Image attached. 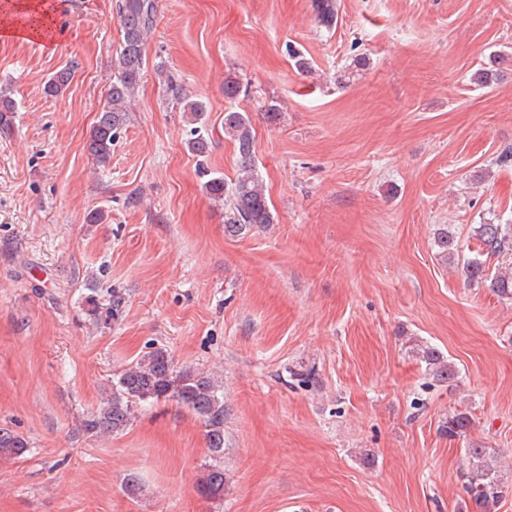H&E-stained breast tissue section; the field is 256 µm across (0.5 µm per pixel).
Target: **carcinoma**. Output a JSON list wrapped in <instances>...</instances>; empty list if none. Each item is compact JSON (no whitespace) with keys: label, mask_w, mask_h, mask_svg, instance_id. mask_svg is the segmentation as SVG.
Segmentation results:
<instances>
[{"label":"carcinoma","mask_w":512,"mask_h":512,"mask_svg":"<svg viewBox=\"0 0 512 512\" xmlns=\"http://www.w3.org/2000/svg\"><path fill=\"white\" fill-rule=\"evenodd\" d=\"M156 16V0H119L118 17L122 30L117 71L97 114L85 148L96 163L104 165L112 157V146L120 139L130 112V101L138 88L145 65L144 47L152 32ZM172 92L174 100L189 114L190 130L187 148L205 160L213 147L211 129L207 124L205 103L183 93L174 77L157 67ZM72 79L70 69L56 72L45 84V93L57 96ZM247 87L236 77L224 80V97L234 102L246 94ZM16 102L10 93L0 89V131L11 130ZM224 136L236 148L238 169L236 178L227 181L224 175L203 168L208 177L206 194L224 207V235L243 238L275 223L268 205L265 186L256 170L254 128L247 112L231 108L224 113ZM472 236L477 249L472 257L463 258V268L471 282L489 283L501 298L512 299V224H478ZM435 243L444 262L459 259V244L448 229L438 232ZM509 260V268L489 274L488 261ZM426 365L427 374L439 382H452L459 374L456 365L436 348L416 345L412 348ZM172 400L192 412L202 423L210 462L198 480L197 491L210 500L224 498V393L221 385L209 374L191 367L176 368L171 353L165 348L154 349L112 380L111 392L95 410L80 423L81 431L89 436L116 435L131 421L133 408L143 403ZM471 417L463 412L448 416L443 430L448 437H457L470 428ZM30 451L23 436L0 428V458L19 457ZM468 470L466 498L462 512H497L502 500L512 494V475L501 465L494 448L476 444L464 449Z\"/></svg>","instance_id":"obj_1"}]
</instances>
